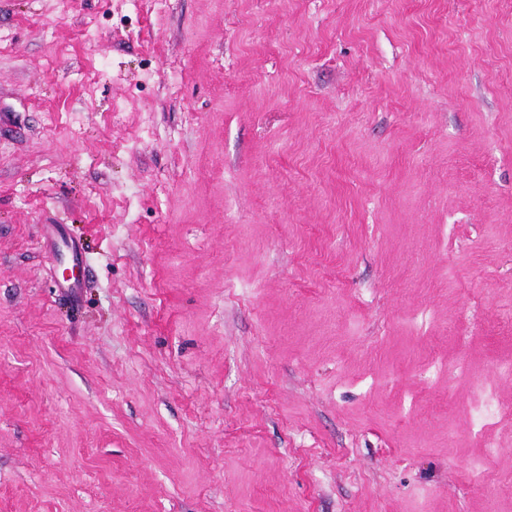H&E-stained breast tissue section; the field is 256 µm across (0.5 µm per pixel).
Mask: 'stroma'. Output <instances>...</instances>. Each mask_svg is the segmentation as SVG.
Instances as JSON below:
<instances>
[{
	"instance_id": "obj_1",
	"label": "stroma",
	"mask_w": 512,
	"mask_h": 512,
	"mask_svg": "<svg viewBox=\"0 0 512 512\" xmlns=\"http://www.w3.org/2000/svg\"><path fill=\"white\" fill-rule=\"evenodd\" d=\"M511 307L512 0H0V512H512ZM44 241L49 249L50 255L63 263L67 269L72 270V274L63 277L59 281L57 288H62L65 295L77 297L81 288H83V278L74 273V269L78 268L81 272L84 263L83 244L76 239L67 237L60 224H45L42 227Z\"/></svg>"
}]
</instances>
